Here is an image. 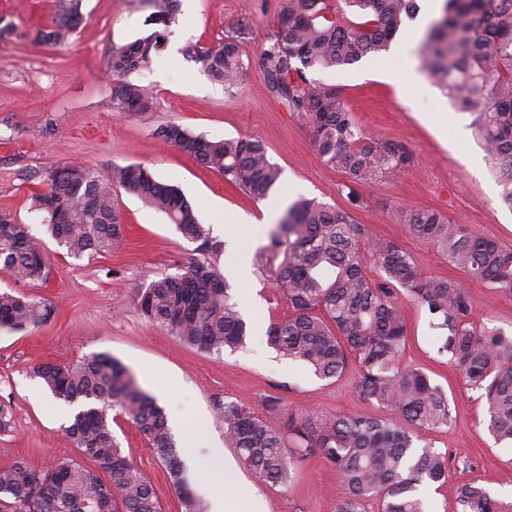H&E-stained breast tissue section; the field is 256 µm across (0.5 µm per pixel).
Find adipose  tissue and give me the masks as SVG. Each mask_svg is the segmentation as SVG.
Listing matches in <instances>:
<instances>
[{
	"mask_svg": "<svg viewBox=\"0 0 512 512\" xmlns=\"http://www.w3.org/2000/svg\"><path fill=\"white\" fill-rule=\"evenodd\" d=\"M203 419L183 425L181 428V454L191 464H198L199 488L209 497L210 512H266L261 495L251 492L245 495L227 493L228 485L236 481L233 471L224 463V451L212 449L206 463H199L198 452L203 445Z\"/></svg>",
	"mask_w": 512,
	"mask_h": 512,
	"instance_id": "obj_1",
	"label": "adipose tissue"
}]
</instances>
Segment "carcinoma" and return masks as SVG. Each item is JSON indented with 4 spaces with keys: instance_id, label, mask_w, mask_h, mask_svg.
I'll return each mask as SVG.
<instances>
[{
    "instance_id": "carcinoma-1",
    "label": "carcinoma",
    "mask_w": 512,
    "mask_h": 512,
    "mask_svg": "<svg viewBox=\"0 0 512 512\" xmlns=\"http://www.w3.org/2000/svg\"><path fill=\"white\" fill-rule=\"evenodd\" d=\"M176 0H156L163 29L112 51L108 75L112 102L121 112L150 110L148 90L126 76L151 63L175 21ZM369 20L352 25L344 8ZM416 0H289L280 13L263 70L268 87L306 125L323 161L347 178L351 206L357 186L408 168L413 153L391 140L368 136L342 102L334 85L308 76L315 70L352 65L388 51ZM80 0H68L52 25L37 33L44 44H60L76 30ZM422 68L461 112L482 144L491 170L512 205V0H443L420 45ZM183 55L214 81L235 86L243 71L238 40L216 47L188 44ZM157 136L224 175L253 199L269 196L281 178L277 164L257 140L190 135L177 124ZM46 191L31 209L46 232L75 258L110 252L124 238L118 193L139 198L163 214L196 247L178 273L161 275L135 291L134 301L149 320L185 345L214 355L244 346L249 328L232 302L220 264L224 241L199 222L178 187L154 178L140 165L105 176L84 165L54 166L43 178ZM411 234L432 243L448 261L495 291L512 294V250L452 224L434 210L400 208L395 214ZM351 214L313 199L299 198L256 254L291 308L272 325L270 345L282 356L307 364L320 378L340 376L348 355L358 358L356 384L368 400L396 411L394 417L337 415L307 410L288 417L297 447L336 468L344 494L336 512H428L422 490L448 478V458L414 443L419 429L436 430L452 421L448 397L422 371L400 366L408 331L393 301L401 287L426 311L437 331L438 352L485 400L484 424L498 443L512 446V334L497 327L475 329L467 319L465 289L452 280L423 276L398 245L366 242ZM382 281L364 272L367 262ZM0 268L27 284L47 281L42 245L19 219L0 218ZM47 300L0 292V327L24 332L50 319ZM51 392L67 401L85 400L64 434L77 458L37 469L19 457L0 466V512H162L151 480L124 455L112 431L110 411L119 408L145 436L152 452L177 476L181 461L163 409L144 393L125 367L104 354L71 365L43 361L34 367ZM224 443L240 464L261 480L285 484L294 460L285 434L260 415L226 400L221 408ZM185 512H208L207 503L180 489ZM459 512H512V499L496 497L475 481L458 489Z\"/></svg>"
}]
</instances>
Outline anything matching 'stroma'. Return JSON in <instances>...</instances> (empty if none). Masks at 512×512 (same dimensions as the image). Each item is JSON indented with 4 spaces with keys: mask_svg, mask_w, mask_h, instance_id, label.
<instances>
[{
    "mask_svg": "<svg viewBox=\"0 0 512 512\" xmlns=\"http://www.w3.org/2000/svg\"><path fill=\"white\" fill-rule=\"evenodd\" d=\"M287 4L179 0L178 21L163 52L130 76L152 94V108L119 112L105 77L108 60L113 48L155 31L153 0H82L80 26L68 42L55 46L38 43L34 36L51 25L59 0H0V22L14 28L0 44V211L29 224L42 239L50 264L47 282L39 285L15 282L0 271V289L38 295L55 307L53 317L38 328L0 330V405L13 419L12 433L0 435V465L23 457L34 467L47 468L75 458L63 429L80 405L55 397L33 368L43 360L73 364L92 353L117 359L166 415L203 417L208 440L218 444L224 441L218 405L227 399L258 411L265 397L279 398L280 412L267 420L283 430L289 413L308 408L351 415L384 412L360 395L357 360H350L341 377L322 379L268 344L267 326L291 310L282 290L257 266L258 246L249 247L241 276L230 274L238 264L236 251L225 250L221 265L239 312L252 326L245 348L207 354L149 321L134 302L135 289L159 275L177 273L193 243L164 215L123 193V244L90 258L70 257L29 210L32 194L44 191V184L25 178L26 172L42 173L62 161L104 173L116 166H143L157 180L177 186L217 238L223 237L225 225L263 223L301 197L350 209L367 238L402 247L425 277L459 283L475 328L512 333V295L473 280L395 219L400 208L435 210L512 249V207L501 201V187L469 127L470 114L457 111L406 52L409 42L420 41L424 26L404 21L383 55L314 74L339 88L365 132L404 143L414 153L409 170L358 186L361 204L353 209L344 174L323 163L309 131L268 88L262 53ZM231 36L239 40L246 70L227 90L186 59L182 49L189 43L213 47ZM170 123L193 134L262 141L282 171L278 186L268 198L254 200L222 174L158 139L156 129ZM394 301L408 329L402 366L423 370L442 387L453 417L448 427L419 434V444H431L448 456L445 483L425 490L432 512H459L457 489L473 478L497 496H512V447L495 443L486 430L484 399L464 385L447 356L438 354L435 333L417 300L398 287ZM259 313L264 316L260 328L255 325ZM112 430L124 454L151 476L163 512H184L169 471L145 437L119 412ZM238 475L237 491H256L268 512H336L343 492L334 466L318 455L297 456L293 477L284 486L243 468Z\"/></svg>",
    "mask_w": 512,
    "mask_h": 512,
    "instance_id": "35a3bbf8",
    "label": "stroma"
}]
</instances>
